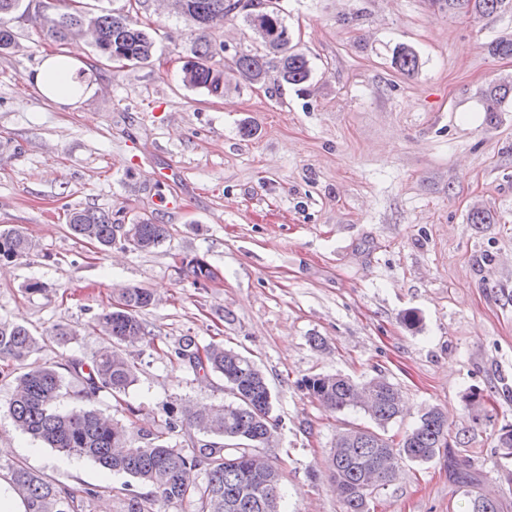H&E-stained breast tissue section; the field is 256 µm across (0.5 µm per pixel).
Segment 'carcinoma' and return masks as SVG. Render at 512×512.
I'll return each mask as SVG.
<instances>
[{
	"label": "carcinoma",
	"mask_w": 512,
	"mask_h": 512,
	"mask_svg": "<svg viewBox=\"0 0 512 512\" xmlns=\"http://www.w3.org/2000/svg\"><path fill=\"white\" fill-rule=\"evenodd\" d=\"M505 0H444L450 11H465L485 16L496 13ZM241 0H172L170 11L199 32L192 55L183 62V83L192 89H204L213 95L224 92V66L216 63V47L209 39L210 31L221 25ZM22 0H0V51L17 44L10 26L11 15L20 9ZM38 25L43 36L60 45L68 44L75 33L90 29L101 55L107 60L133 65L150 61L155 40L138 17L115 14L107 8L96 11L60 13L42 16ZM261 48L237 53L236 71L248 84L307 83L312 74L308 57L291 45L284 16L269 12ZM393 67L410 76L418 70L419 57L407 46L396 50ZM512 93V85L499 84L486 91L487 111ZM67 227L71 235L103 248L120 246L135 250H151L161 246L169 236L165 224L148 219L137 225L135 243L124 236L122 224L92 208L73 209L68 213ZM31 239L19 229L0 231V266L28 255ZM181 272L196 285L212 279L209 265L194 257L182 262ZM155 298L145 288L120 289L117 306L102 312L95 326L107 337L86 363L74 360L69 370L79 385L77 394L84 398L100 394L117 396L136 382L134 366L123 353V347L136 344L151 335L139 312L153 305ZM39 348V338L26 326L0 320V360L25 362ZM174 354L192 371L215 374L224 379V387L232 400L222 407L201 410L167 411L165 425L156 432L142 435L146 443L135 446L128 427L112 416L94 409L69 413L57 410L62 396L63 379L49 366L31 364L15 378L9 411L15 426L65 455L86 457L114 473H122L150 485L153 496L143 500L132 496L126 512H162V509L188 501L194 512H281L284 498L281 477L276 466L261 452L270 447L275 425L271 421L272 394L267 381L247 356L221 344L212 343L199 349L190 337L182 340ZM365 386L374 394L364 412L380 428L402 412L398 388L382 377L373 378ZM308 395L327 409L342 412L359 406L358 385L337 375H314L302 380ZM194 430L211 442L184 455L171 445V439ZM448 416L431 408L398 444L384 434L356 427L336 434L327 467L336 483L342 512H369L371 494L390 483L398 470V459L411 463H427L449 447ZM201 468L205 482H186V472ZM12 483L27 503V512H74V496L65 487L47 482L20 464L11 466ZM457 483L469 499V512H502L501 503L473 493L471 477L458 473Z\"/></svg>",
	"instance_id": "cac0c4a2"
}]
</instances>
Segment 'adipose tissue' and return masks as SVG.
Listing matches in <instances>:
<instances>
[{
	"label": "adipose tissue",
	"mask_w": 512,
	"mask_h": 512,
	"mask_svg": "<svg viewBox=\"0 0 512 512\" xmlns=\"http://www.w3.org/2000/svg\"><path fill=\"white\" fill-rule=\"evenodd\" d=\"M81 68V62L75 58L51 53L27 80L49 101L71 105L93 90L87 78L81 75Z\"/></svg>",
	"instance_id": "obj_1"
}]
</instances>
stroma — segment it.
Instances as JSON below:
<instances>
[{
	"instance_id": "stroma-1",
	"label": "stroma",
	"mask_w": 512,
	"mask_h": 512,
	"mask_svg": "<svg viewBox=\"0 0 512 512\" xmlns=\"http://www.w3.org/2000/svg\"><path fill=\"white\" fill-rule=\"evenodd\" d=\"M83 3L137 11L154 57L123 67L91 41L45 40L34 18L61 12L62 0H23L13 14L18 45L0 52V229H22L35 248L0 267V320L31 329L33 361L65 376L103 346L94 319L118 289L156 299L140 314L152 338L125 349L135 384L116 399L81 398L69 384L59 410L93 408L152 431L169 406L227 403L221 377H197L174 355L186 336L224 343L256 362L272 392L282 512H341L325 461L337 431L370 420L325 409L301 381L383 377L404 400L386 437L400 441L436 406L450 448L403 463L370 512H468L455 463L512 512V461L497 446L512 425V96L485 110L488 87L512 84V57L489 52L512 39V0L488 16L441 0H281L292 43L312 62L306 90L248 86L228 67L220 97L184 86L197 33L156 0ZM402 45L419 56L410 76L392 66ZM59 51L96 86L73 107L26 80ZM75 208L116 224L150 218L169 237L149 252L102 250L68 232ZM476 210L493 223H470ZM186 257L213 279L194 285ZM35 281L42 291L27 292ZM59 325L72 340L55 336ZM25 370L0 364V478L22 464L67 487L76 512H124L128 495L151 497L150 486L16 429L8 403Z\"/></svg>"
}]
</instances>
